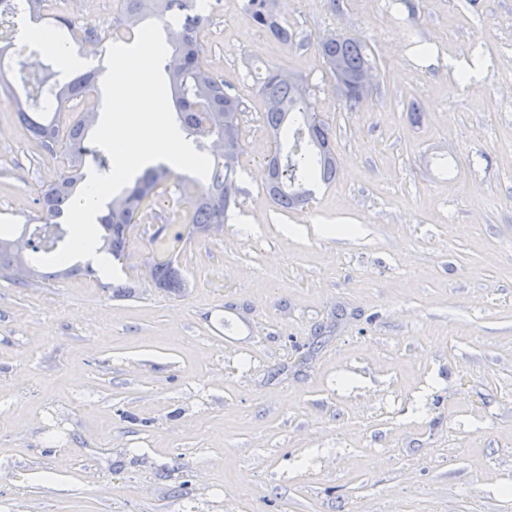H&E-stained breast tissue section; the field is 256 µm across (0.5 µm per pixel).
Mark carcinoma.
I'll list each match as a JSON object with an SVG mask.
<instances>
[{
  "label": "carcinoma",
  "instance_id": "carcinoma-1",
  "mask_svg": "<svg viewBox=\"0 0 512 512\" xmlns=\"http://www.w3.org/2000/svg\"><path fill=\"white\" fill-rule=\"evenodd\" d=\"M274 3L275 0H247L245 12L258 27L274 32V39L286 45L292 41L293 34L280 16L273 13L271 5ZM148 19L160 21L168 34L170 52L164 70L175 93L178 118L186 136L202 150L201 139L224 137L227 125L235 134H240V103L227 93L224 80L202 58V38L209 16L196 10V0H155L149 8L143 6L142 0H122V10L113 21V27L129 37ZM318 47L322 57L340 58L344 69L351 74L373 65L368 54L370 47L358 38L339 49L332 40L323 38ZM45 70V74L33 75V100L50 98L54 102L51 110L28 112L19 99H14L15 112L32 138L44 147L62 144L68 161V170L49 184L38 199L44 224L30 233L33 256L29 257V263L34 281L68 277L80 271L79 267L70 265L48 275L35 264V256L52 254L65 243L67 232L59 219L82 189L86 161H91L101 174L110 172L106 155L93 146L89 137L98 112L86 108L65 123L61 120L68 104L84 91L83 75L62 84L52 83L50 79L57 72L48 65ZM279 71V67L267 69L259 84L265 103L264 120L275 141H280L283 133L292 139V144L286 152L279 145L266 156L265 167L277 177V186L268 184L266 191L279 208L289 211L312 198L310 175H319L324 184L335 179L336 151L329 126L318 112L308 86L303 81L278 78ZM242 154L241 148L232 159L215 154L205 181L190 179L181 183L187 204V209L178 216L183 229L169 235L162 227L154 233L150 243L160 242L163 247L173 249L186 235L192 237L220 230L230 204L236 202V176ZM173 176L163 164L150 167L121 194L104 204V213L98 218L103 229L98 252L114 260L121 259L130 243L126 225L143 221L153 211L158 189ZM12 242L13 235L0 232V269L20 260ZM150 275L158 287L170 293L179 294L185 288V278L170 259L154 261Z\"/></svg>",
  "mask_w": 512,
  "mask_h": 512
}]
</instances>
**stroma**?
<instances>
[{
    "label": "stroma",
    "instance_id": "stroma-1",
    "mask_svg": "<svg viewBox=\"0 0 512 512\" xmlns=\"http://www.w3.org/2000/svg\"><path fill=\"white\" fill-rule=\"evenodd\" d=\"M398 2L290 0L286 46L212 0L237 203L173 254L179 296L146 274L186 208L174 179L120 280L0 279V512H512V0ZM120 7L58 9L111 43ZM336 33L378 65L354 110L318 50ZM269 66L306 79L336 148L335 181L288 213L258 178ZM0 71V225L18 233L67 160L18 120L24 59Z\"/></svg>",
    "mask_w": 512,
    "mask_h": 512
}]
</instances>
